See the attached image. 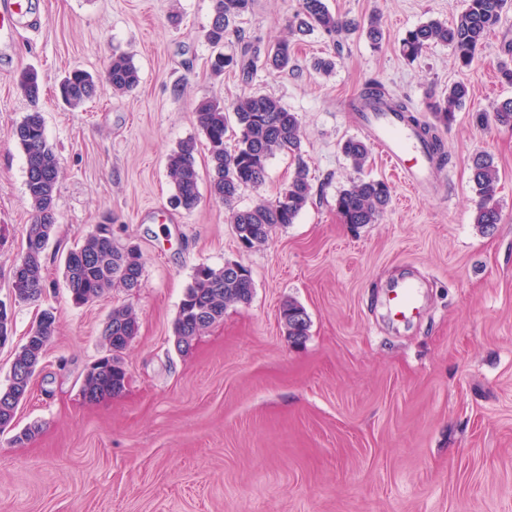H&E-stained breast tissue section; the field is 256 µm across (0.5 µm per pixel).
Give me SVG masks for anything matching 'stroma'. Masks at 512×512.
Listing matches in <instances>:
<instances>
[{
    "label": "stroma",
    "mask_w": 512,
    "mask_h": 512,
    "mask_svg": "<svg viewBox=\"0 0 512 512\" xmlns=\"http://www.w3.org/2000/svg\"><path fill=\"white\" fill-rule=\"evenodd\" d=\"M35 20L0 48V303L13 339L0 348V388L25 336L46 308L56 332L18 412L26 441L0 434V512H512V128L493 108L512 98L500 67L512 68V6L484 40L476 62L459 69L445 44L409 60L408 30L442 22L465 0H327L342 18L379 14L381 46L360 33L341 42L290 28L301 0H254L224 40L294 41L281 73L258 71L242 84L234 70L214 75L205 38L212 0H29ZM115 52L132 56L138 87L68 107L56 94L72 68L103 74ZM336 69L316 72L315 58ZM42 79L38 105L60 163L58 228L45 254L48 288L38 303L15 301L10 281L32 221L24 157L12 130L30 102L19 74ZM407 97L423 119L429 103L462 81L469 98L438 134L448 154L445 181L419 194L379 152L355 170L342 151L367 139L348 108L366 82ZM268 93L295 112L311 197L293 224L259 248L239 247L230 212L209 188L208 144L195 116L205 98L244 90ZM484 114L476 122V114ZM194 140L200 201L173 209L166 158ZM500 174V222H474L470 181L476 155ZM295 170L293 158L268 162L259 188L243 189L245 209L274 199ZM381 179L390 205L374 224L343 223L336 196L357 178ZM117 245H138L139 287H113L74 304L62 278L66 253L95 225ZM247 267L252 299L226 308L187 353L173 344L178 306L196 268ZM422 283L421 316L387 319L392 282ZM293 300L309 316L308 336L291 344L279 317ZM134 314L138 333L122 353L124 391L83 399L87 366L105 354L102 330L113 307Z\"/></svg>",
    "instance_id": "1"
}]
</instances>
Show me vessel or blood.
<instances>
[{"label": "vessel or blood", "mask_w": 512, "mask_h": 512, "mask_svg": "<svg viewBox=\"0 0 512 512\" xmlns=\"http://www.w3.org/2000/svg\"><path fill=\"white\" fill-rule=\"evenodd\" d=\"M26 17L23 0H6L0 5V45L12 38L17 25ZM363 124L381 156L414 190L426 191L443 179L428 145L398 115L385 110L371 111L365 113ZM419 289V283L410 277L393 284L385 299L388 319L404 324L416 318L422 310Z\"/></svg>", "instance_id": "obj_1"}]
</instances>
